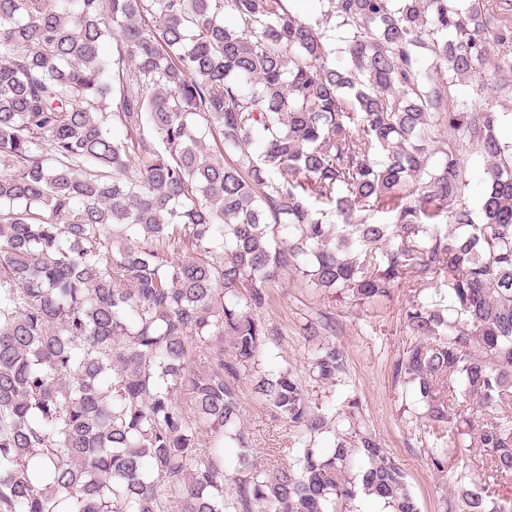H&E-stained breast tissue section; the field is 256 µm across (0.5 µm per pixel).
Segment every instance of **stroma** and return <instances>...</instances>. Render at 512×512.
<instances>
[{
	"label": "stroma",
	"instance_id": "35a3bbf8",
	"mask_svg": "<svg viewBox=\"0 0 512 512\" xmlns=\"http://www.w3.org/2000/svg\"><path fill=\"white\" fill-rule=\"evenodd\" d=\"M411 297L409 289L397 288L390 296L360 307L309 288L297 275H285L269 316L287 326L281 351L303 374L312 345L305 341L301 326L321 313L332 314L336 330L321 341L342 348L348 371L336 386L310 387L311 397L329 414L345 412L349 401H357L356 429L372 434L398 459L421 512H445L451 494L446 478L428 456L432 439L423 430L421 409L392 377V365L408 339L403 317ZM242 425L262 444L291 447L297 442L296 429L274 420L265 403L249 391L244 394Z\"/></svg>",
	"mask_w": 512,
	"mask_h": 512
}]
</instances>
